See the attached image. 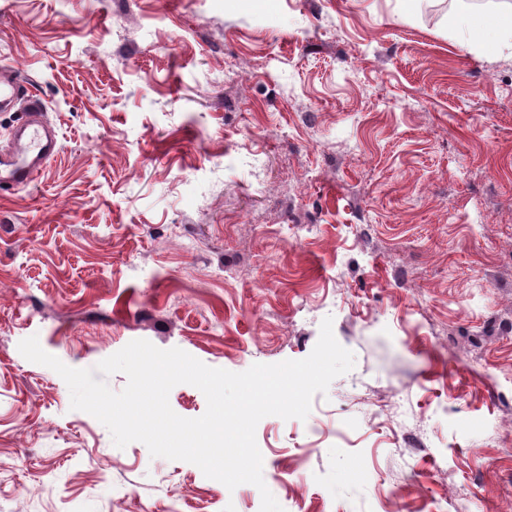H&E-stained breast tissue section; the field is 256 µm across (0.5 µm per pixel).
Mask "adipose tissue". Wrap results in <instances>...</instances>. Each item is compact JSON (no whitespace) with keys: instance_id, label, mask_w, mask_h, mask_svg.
Listing matches in <instances>:
<instances>
[{"instance_id":"1","label":"adipose tissue","mask_w":512,"mask_h":512,"mask_svg":"<svg viewBox=\"0 0 512 512\" xmlns=\"http://www.w3.org/2000/svg\"><path fill=\"white\" fill-rule=\"evenodd\" d=\"M448 27L468 47L484 53L512 51V7L483 12L460 9L448 16Z\"/></svg>"}]
</instances>
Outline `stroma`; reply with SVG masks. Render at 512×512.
Masks as SVG:
<instances>
[{
    "label": "stroma",
    "instance_id": "35a3bbf8",
    "mask_svg": "<svg viewBox=\"0 0 512 512\" xmlns=\"http://www.w3.org/2000/svg\"><path fill=\"white\" fill-rule=\"evenodd\" d=\"M456 7L0 0V66L60 140L0 190V512L261 507L117 448L21 340L242 372L328 316L353 368L256 428L284 512H512V53L460 45Z\"/></svg>",
    "mask_w": 512,
    "mask_h": 512
}]
</instances>
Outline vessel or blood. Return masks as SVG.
Listing matches in <instances>:
<instances>
[{
    "label": "vessel or blood",
    "mask_w": 512,
    "mask_h": 512,
    "mask_svg": "<svg viewBox=\"0 0 512 512\" xmlns=\"http://www.w3.org/2000/svg\"><path fill=\"white\" fill-rule=\"evenodd\" d=\"M29 99L32 109H40L14 69L0 68V107ZM11 151L0 153V188L21 187L31 183L59 152L58 133L42 118L21 124L13 133Z\"/></svg>",
    "instance_id": "1"
}]
</instances>
